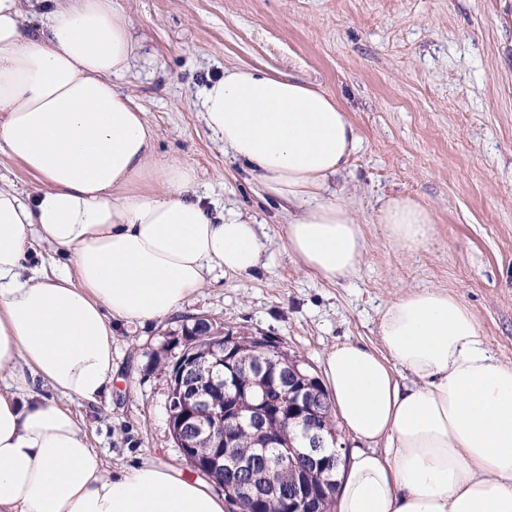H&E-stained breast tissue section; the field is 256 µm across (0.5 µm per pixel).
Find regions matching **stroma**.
Listing matches in <instances>:
<instances>
[{
	"label": "stroma",
	"instance_id": "stroma-1",
	"mask_svg": "<svg viewBox=\"0 0 512 512\" xmlns=\"http://www.w3.org/2000/svg\"><path fill=\"white\" fill-rule=\"evenodd\" d=\"M135 51L117 87L156 133L153 162L197 171L195 189L255 219L267 266L208 277L171 317L112 330L114 380L100 403L68 406L110 472L150 458L191 465L169 432L162 363L187 320L269 336L315 376L337 343L379 347L384 308L409 291L447 290L512 363V0H112ZM297 76L335 96L361 138L328 181L363 227L358 273L328 283L282 248L289 216L207 130L199 91L225 69ZM429 207L434 237L390 246L376 222L391 197Z\"/></svg>",
	"mask_w": 512,
	"mask_h": 512
}]
</instances>
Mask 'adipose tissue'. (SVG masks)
Here are the masks:
<instances>
[{
    "instance_id": "obj_1",
    "label": "adipose tissue",
    "mask_w": 512,
    "mask_h": 512,
    "mask_svg": "<svg viewBox=\"0 0 512 512\" xmlns=\"http://www.w3.org/2000/svg\"><path fill=\"white\" fill-rule=\"evenodd\" d=\"M22 0H0V152L39 176L0 188V512H226L207 480L159 459L103 470L60 398L98 403L112 386V324L177 313L214 271L266 264L258 225L188 198L192 168L151 161L155 133L112 80L129 69V22L112 0H70L28 34ZM207 129L264 190L294 208L283 248L335 283L366 242L325 184L358 132L333 96L302 79L236 67L201 93ZM158 179L163 193L139 189ZM387 242L412 252L431 211L407 196L379 209ZM70 270L22 271L32 240ZM381 349L325 355L323 388L360 448L337 466L331 512H512V364L488 349L471 311L428 288L390 303ZM51 396L40 393V386Z\"/></svg>"
}]
</instances>
